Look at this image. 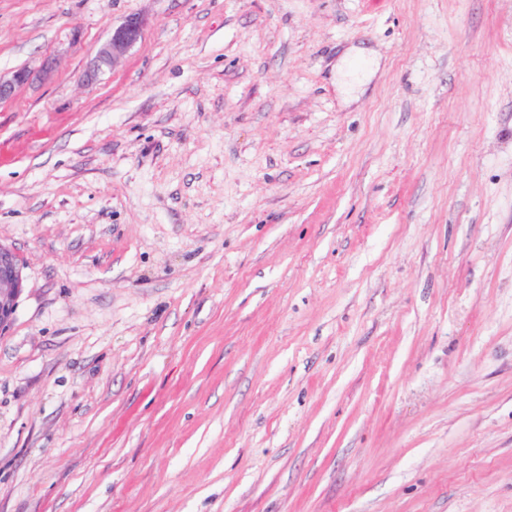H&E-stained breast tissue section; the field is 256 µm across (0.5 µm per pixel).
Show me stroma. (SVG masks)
I'll return each instance as SVG.
<instances>
[{"label":"stroma","instance_id":"35a3bbf8","mask_svg":"<svg viewBox=\"0 0 512 512\" xmlns=\"http://www.w3.org/2000/svg\"><path fill=\"white\" fill-rule=\"evenodd\" d=\"M20 68L0 512H512V0H0ZM144 22L139 16H130L112 27L109 38L95 51L84 71L87 81L96 80L106 70H113L143 36Z\"/></svg>","mask_w":512,"mask_h":512}]
</instances>
